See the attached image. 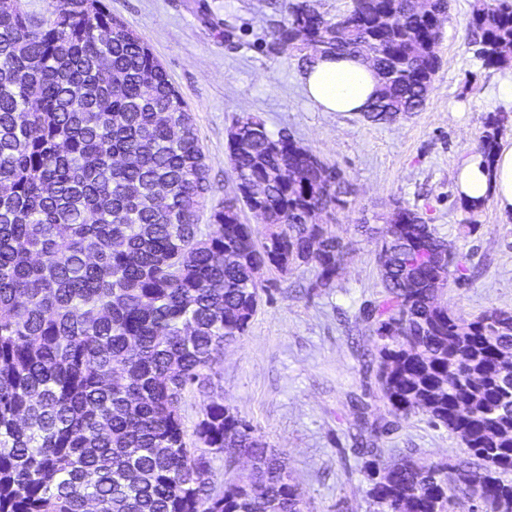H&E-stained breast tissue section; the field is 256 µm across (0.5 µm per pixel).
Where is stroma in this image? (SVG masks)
I'll list each match as a JSON object with an SVG mask.
<instances>
[{
	"label": "stroma",
	"mask_w": 512,
	"mask_h": 512,
	"mask_svg": "<svg viewBox=\"0 0 512 512\" xmlns=\"http://www.w3.org/2000/svg\"><path fill=\"white\" fill-rule=\"evenodd\" d=\"M286 0H106L149 45L193 114L209 164L212 200L233 190L226 134L246 113L270 131L288 129L350 186L331 231L348 242L331 287H314L315 271L266 269L267 286L245 336L224 348L209 370V389H191L183 414L194 427L211 399H223L256 436L284 451L306 512H372L361 474L366 449L385 461L411 456L456 467L468 455L445 428L415 415L392 432L369 433L389 421L388 403L366 365L376 338L360 308L381 291L376 244L361 225L384 227L395 203L417 211L465 268L443 299L471 320L490 308L512 309V216L495 202L464 209L455 177L474 154L485 116L501 113V145L512 144V101L495 94L512 77L483 67L467 38L474 0H448L450 19L438 45L441 66L424 107L391 124L312 105L301 53H267Z\"/></svg>",
	"instance_id": "stroma-1"
}]
</instances>
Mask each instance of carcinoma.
<instances>
[{
    "label": "carcinoma",
    "mask_w": 512,
    "mask_h": 512,
    "mask_svg": "<svg viewBox=\"0 0 512 512\" xmlns=\"http://www.w3.org/2000/svg\"><path fill=\"white\" fill-rule=\"evenodd\" d=\"M268 50L353 55L379 77L373 122L424 106L440 68L448 0H353L330 18L291 0ZM482 65L512 63V0H475ZM227 150L233 195L207 206L209 166L192 114L149 46L105 0H51L34 20L0 0V512H303L285 454L216 399L192 433L182 408L224 346L242 336L266 285L261 267L334 281L347 245L305 215L346 206L343 176L293 137L239 117ZM502 118L477 152L491 165ZM210 208L209 223L200 215ZM256 210L262 240L241 222ZM376 239L384 295L363 321L393 420L418 413L474 461L446 466L380 448L362 475L373 512H512V310L462 320L441 299L458 280L429 254L448 244L397 204ZM237 449L246 481L219 489L211 456Z\"/></svg>",
    "instance_id": "1"
}]
</instances>
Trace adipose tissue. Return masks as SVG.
I'll return each mask as SVG.
<instances>
[{
  "label": "adipose tissue",
  "instance_id": "1",
  "mask_svg": "<svg viewBox=\"0 0 512 512\" xmlns=\"http://www.w3.org/2000/svg\"><path fill=\"white\" fill-rule=\"evenodd\" d=\"M378 83L370 64L352 56L319 58L303 75L309 99L326 112L365 111ZM457 190L464 199L493 196L501 213H512V145L498 150L490 168L471 155L459 168Z\"/></svg>",
  "mask_w": 512,
  "mask_h": 512
}]
</instances>
